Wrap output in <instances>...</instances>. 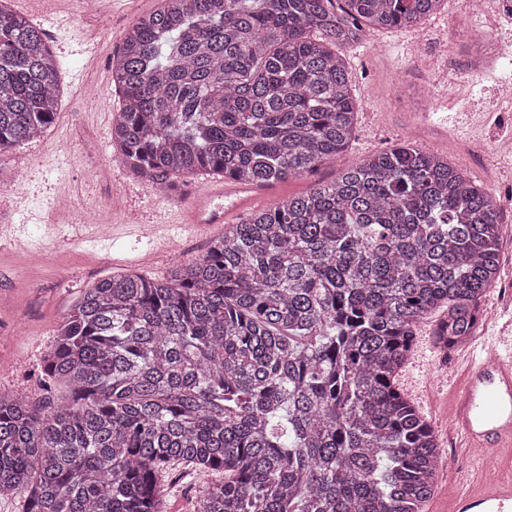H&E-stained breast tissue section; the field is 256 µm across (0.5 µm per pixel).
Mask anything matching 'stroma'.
Returning a JSON list of instances; mask_svg holds the SVG:
<instances>
[{
  "label": "stroma",
  "instance_id": "stroma-1",
  "mask_svg": "<svg viewBox=\"0 0 512 512\" xmlns=\"http://www.w3.org/2000/svg\"><path fill=\"white\" fill-rule=\"evenodd\" d=\"M81 2L6 0L8 9L43 27L62 65L55 123L41 138L0 155V225L21 227L19 239L0 238V390L33 401L44 395L41 364L55 330L84 288L111 274L165 277L176 260L204 254L213 237L209 231L178 230L183 249L174 257L129 230L154 212L171 209L172 201L156 195L149 182L129 177L118 159L110 130L120 96L111 80V62L127 26L160 8L161 0H101V12L94 17L84 16ZM461 2L444 0L416 29H370L360 43L340 48L361 104L355 136L335 163L278 185L275 197L309 191L332 179L337 169L407 140L413 117L402 99L420 85L433 86L451 75L461 80V90L453 99L429 103L430 134L420 147L461 163L476 182L487 183L493 170L512 184V153L493 152L464 163L448 148L452 139L512 136V102L493 95L497 81H512V64L485 58L482 74L471 71L469 50L486 18H473L454 35L442 34ZM48 14L67 18V25L45 22ZM85 40L98 44L97 55L83 52ZM63 196L103 208L112 217L109 232L99 235L93 225L61 214L56 203ZM509 289L512 243L502 254L497 287L480 304L481 332L503 321L501 298ZM429 333V325H422L399 384L435 427L448 465L462 468L469 462L467 450L459 439L449 438L445 420L448 391L461 378L462 352L440 359ZM214 480V474L177 467L165 482L162 512H194L202 488Z\"/></svg>",
  "mask_w": 512,
  "mask_h": 512
}]
</instances>
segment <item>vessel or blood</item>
<instances>
[{
    "label": "vessel or blood",
    "instance_id": "obj_1",
    "mask_svg": "<svg viewBox=\"0 0 512 512\" xmlns=\"http://www.w3.org/2000/svg\"><path fill=\"white\" fill-rule=\"evenodd\" d=\"M261 190L245 193L216 183L179 206L178 226L209 230L251 207ZM461 381L448 393L452 432L472 450L471 471L452 473L464 489L450 512H512V326L499 328L480 350L466 348Z\"/></svg>",
    "mask_w": 512,
    "mask_h": 512
}]
</instances>
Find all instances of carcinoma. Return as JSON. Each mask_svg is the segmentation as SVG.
<instances>
[{"mask_svg": "<svg viewBox=\"0 0 512 512\" xmlns=\"http://www.w3.org/2000/svg\"><path fill=\"white\" fill-rule=\"evenodd\" d=\"M441 0H163L112 56L123 165L169 193L268 187L346 149L359 104L336 47ZM60 62L0 6V153L55 121ZM506 243L489 189L410 141L224 225L164 279L109 275L55 330L64 404L0 392V494L23 512H161L179 464L221 478L196 512H423L443 448L398 378L417 330L479 331Z\"/></svg>", "mask_w": 512, "mask_h": 512, "instance_id": "carcinoma-1", "label": "carcinoma"}]
</instances>
